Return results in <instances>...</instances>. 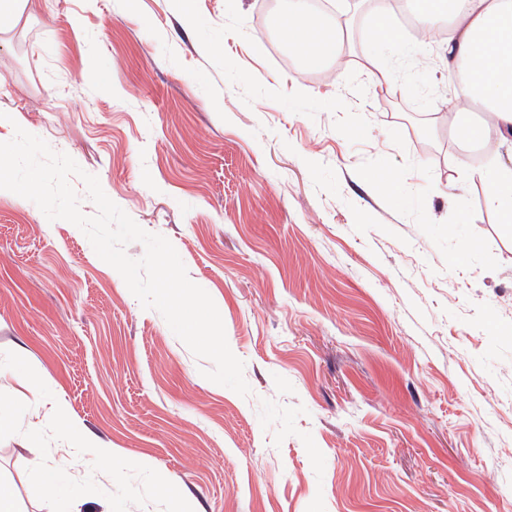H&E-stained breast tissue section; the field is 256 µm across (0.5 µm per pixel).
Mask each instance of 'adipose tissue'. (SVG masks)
Listing matches in <instances>:
<instances>
[{
	"instance_id": "ef3b65f1",
	"label": "adipose tissue",
	"mask_w": 512,
	"mask_h": 512,
	"mask_svg": "<svg viewBox=\"0 0 512 512\" xmlns=\"http://www.w3.org/2000/svg\"><path fill=\"white\" fill-rule=\"evenodd\" d=\"M447 25L448 67L464 73L463 94H471L493 114V123L476 122L464 140L480 144L512 133V0H424L414 12L417 30ZM278 33L306 65L331 64L344 52L343 20L319 22L309 13L281 15ZM488 185V203L502 224H512V166L492 161L480 172Z\"/></svg>"
}]
</instances>
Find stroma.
<instances>
[{"label": "stroma", "instance_id": "stroma-1", "mask_svg": "<svg viewBox=\"0 0 512 512\" xmlns=\"http://www.w3.org/2000/svg\"><path fill=\"white\" fill-rule=\"evenodd\" d=\"M289 65L270 0H29L0 29L15 127L96 175L206 290L251 393L205 378L74 224L0 194V479L51 512H512V235L454 140L446 53ZM388 79L375 83L372 59ZM383 167L399 201L366 179ZM63 402L113 459L81 454Z\"/></svg>", "mask_w": 512, "mask_h": 512}]
</instances>
